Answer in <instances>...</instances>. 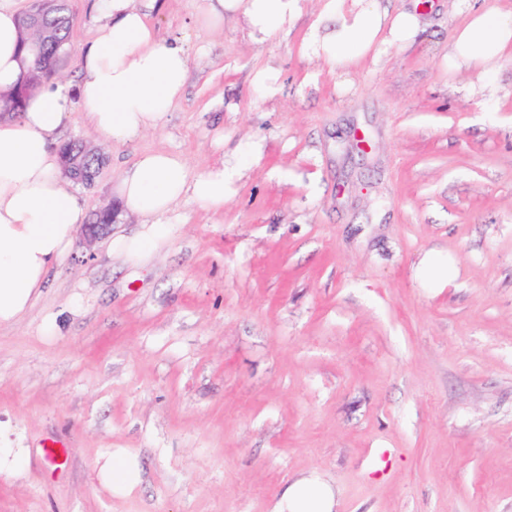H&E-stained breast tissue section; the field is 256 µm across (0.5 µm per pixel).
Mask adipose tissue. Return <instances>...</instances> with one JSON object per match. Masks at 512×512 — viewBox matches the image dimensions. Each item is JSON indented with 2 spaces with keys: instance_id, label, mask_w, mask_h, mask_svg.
I'll return each mask as SVG.
<instances>
[{
  "instance_id": "obj_1",
  "label": "adipose tissue",
  "mask_w": 512,
  "mask_h": 512,
  "mask_svg": "<svg viewBox=\"0 0 512 512\" xmlns=\"http://www.w3.org/2000/svg\"><path fill=\"white\" fill-rule=\"evenodd\" d=\"M197 2L198 25L219 30L225 19H239L258 45L286 32L301 9V0ZM155 5L156 0H95V36L82 49L78 83H45L18 118L0 121V326L13 324L30 307L85 220L79 197L65 186L56 141L73 105L84 108L101 138L123 144L159 129L183 97L190 57L179 41L158 39L147 14ZM461 11L465 18L448 46L449 69H478L497 78L502 58L512 53V13L479 9L470 0H461ZM18 18L15 0H0L2 94L21 74ZM421 24L419 12L392 11L381 0H317L305 46L312 57L346 72L365 61L380 64L388 47L407 44ZM261 158L260 145L247 142L233 160L195 175L181 155L141 153L113 191L143 230L117 240V251L133 259L156 251L168 237L167 216L179 200L223 211L244 170ZM96 475L105 490L120 492L138 482L139 469L127 457L110 455ZM335 505L332 490L310 476L289 487L278 512H333Z\"/></svg>"
}]
</instances>
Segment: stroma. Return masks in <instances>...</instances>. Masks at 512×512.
Wrapping results in <instances>:
<instances>
[{
    "mask_svg": "<svg viewBox=\"0 0 512 512\" xmlns=\"http://www.w3.org/2000/svg\"><path fill=\"white\" fill-rule=\"evenodd\" d=\"M384 3L423 28L344 74L303 50L311 0L261 46L159 0V38L192 61L184 97L161 129L102 144L94 186L73 187L86 212L117 205L144 151L195 174L246 140L263 157L223 212L177 203L147 258L74 243L0 326V448L29 451L0 474V512H275L311 473L334 512H512V56L489 90L443 60L456 0ZM92 4L68 0L56 72L73 84ZM433 252L450 283L420 274ZM48 439L67 466H43ZM108 453L141 483L101 490Z\"/></svg>",
    "mask_w": 512,
    "mask_h": 512,
    "instance_id": "1",
    "label": "stroma"
}]
</instances>
